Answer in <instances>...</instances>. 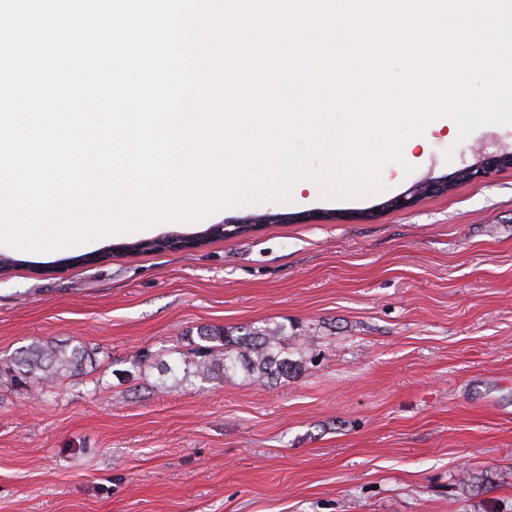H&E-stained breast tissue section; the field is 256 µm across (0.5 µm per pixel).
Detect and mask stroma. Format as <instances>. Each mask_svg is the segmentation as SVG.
Returning a JSON list of instances; mask_svg holds the SVG:
<instances>
[{
    "label": "stroma",
    "instance_id": "stroma-1",
    "mask_svg": "<svg viewBox=\"0 0 512 512\" xmlns=\"http://www.w3.org/2000/svg\"><path fill=\"white\" fill-rule=\"evenodd\" d=\"M382 190L321 189L47 253L10 246L0 364L89 356L48 388L0 375V512H512V168L388 200L512 150V125L406 142ZM266 212L288 224L166 252ZM282 326L288 378L191 375L203 326ZM175 372L164 375L163 365ZM454 183L451 181H448V179H428L416 186V188L406 195H401L393 198L389 201V204L387 206L391 208H399V209H405L412 205L415 198L419 194H426V193H448L453 189Z\"/></svg>",
    "mask_w": 512,
    "mask_h": 512
}]
</instances>
